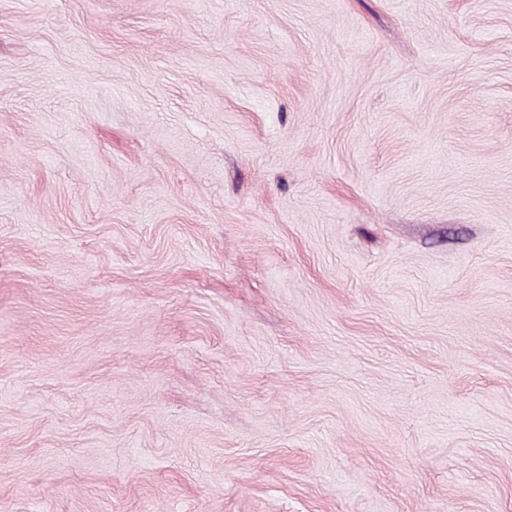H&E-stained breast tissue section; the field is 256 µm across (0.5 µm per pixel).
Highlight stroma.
Segmentation results:
<instances>
[{"label": "stroma", "instance_id": "1", "mask_svg": "<svg viewBox=\"0 0 512 512\" xmlns=\"http://www.w3.org/2000/svg\"><path fill=\"white\" fill-rule=\"evenodd\" d=\"M0 512H512V0H0Z\"/></svg>", "mask_w": 512, "mask_h": 512}]
</instances>
